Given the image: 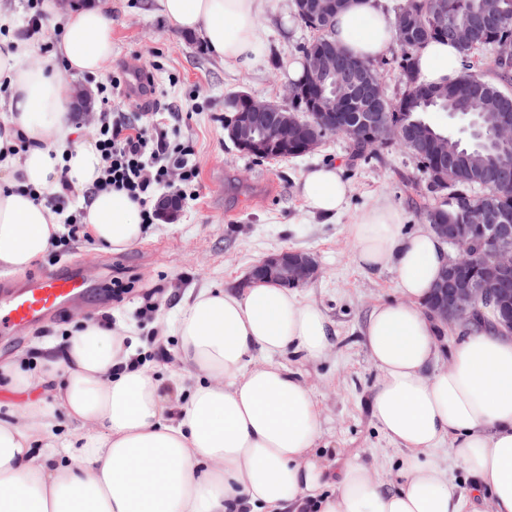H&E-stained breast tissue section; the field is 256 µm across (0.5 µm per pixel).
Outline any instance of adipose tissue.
<instances>
[{
	"label": "adipose tissue",
	"instance_id": "ef3b65f1",
	"mask_svg": "<svg viewBox=\"0 0 512 512\" xmlns=\"http://www.w3.org/2000/svg\"><path fill=\"white\" fill-rule=\"evenodd\" d=\"M266 0H156L157 12L200 37L226 68L258 64ZM387 0H348L329 35L354 58L371 61L394 39ZM112 6L81 0L64 16L53 51L75 74L112 61ZM29 51L0 49L9 117L0 123V266L25 272L52 247L60 225L33 192L54 193L60 179L84 191L102 175L92 142L70 144L72 102L62 80L24 68ZM459 49L432 41L418 49L413 74L422 85L457 79ZM30 146L7 154L18 136ZM300 195L310 214H341L350 188L336 166L306 172ZM82 223L100 248L121 253L146 226L123 191L85 200ZM405 215L380 202L363 210L349 233L357 263L395 273L400 298L375 307L364 331L380 372L371 410L383 435L408 452L403 481L386 488L367 468L337 465L316 447L320 410L296 376L271 359L321 357L332 331L324 314L292 291L261 280L243 292L205 288L178 309L168 329L179 365L166 381L131 366L132 350L111 323L89 319L61 349L47 347L46 376L14 373L0 397H24L0 419V512H461L446 473L430 456L441 440L465 466L472 496L489 494L495 512H512V336L488 316L459 330L447 370L435 372L439 324L424 302L448 262L445 244L422 228L406 235ZM265 363H256V355ZM49 378L76 424L56 445V424L33 393Z\"/></svg>",
	"mask_w": 512,
	"mask_h": 512
}]
</instances>
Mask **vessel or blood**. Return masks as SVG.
<instances>
[{"instance_id": "vessel-or-blood-1", "label": "vessel or blood", "mask_w": 512, "mask_h": 512, "mask_svg": "<svg viewBox=\"0 0 512 512\" xmlns=\"http://www.w3.org/2000/svg\"><path fill=\"white\" fill-rule=\"evenodd\" d=\"M87 284L73 268L18 282L0 280V334L21 335L36 324L63 314L80 301Z\"/></svg>"}]
</instances>
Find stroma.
<instances>
[{"label": "stroma", "instance_id": "obj_1", "mask_svg": "<svg viewBox=\"0 0 512 512\" xmlns=\"http://www.w3.org/2000/svg\"><path fill=\"white\" fill-rule=\"evenodd\" d=\"M44 0H0V48L13 40L28 41L29 66L44 67L61 77L67 88L98 91L122 71L124 61L137 59L152 76L148 104L121 97L116 110L126 120L148 124L161 113L167 145H192L199 176L195 191L183 202L175 220L149 225L143 240L115 254L98 248L85 233L68 240L59 260L44 257L29 269L37 277L58 266L76 264L89 284L108 290L120 279L128 290L120 299L98 301L88 295L69 312L33 327L24 341L0 335V365H39L46 346H62L70 331L89 318H110L128 329V344L143 354L156 378L166 379L178 363L175 337H160L158 322L174 317L179 306L211 286L240 289L251 268L283 250L313 255L317 277L296 289L297 298L317 306L335 334L325 356L300 360L280 357L312 389L321 410L319 447L335 449L340 463L371 469L384 483L397 484L402 451L381 432L370 408L379 372L364 343L363 330L378 304L398 300L394 273L360 268L353 258L349 226L358 213L378 201L404 210L406 232L426 225V212L437 198L427 190V176L404 148H381L370 163L353 160L350 142L326 136L310 154L284 160L243 154L225 129V99L246 92L285 102L290 83L287 67L301 61L300 48L315 38L294 15L293 0H266L260 23L265 28V54L252 68H225L196 36L176 31L148 0H112V61L107 72L76 76L53 58L63 12H51L41 30L28 21ZM337 163L351 193L344 212L333 220L307 213L298 182L308 170Z\"/></svg>", "mask_w": 512, "mask_h": 512}]
</instances>
